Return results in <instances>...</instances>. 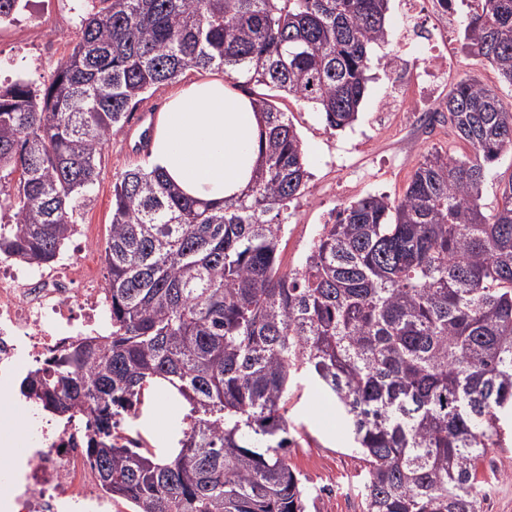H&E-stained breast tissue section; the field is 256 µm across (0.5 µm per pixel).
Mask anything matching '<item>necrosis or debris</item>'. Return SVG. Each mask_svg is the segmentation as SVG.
Masks as SVG:
<instances>
[{
  "instance_id": "obj_1",
  "label": "necrosis or debris",
  "mask_w": 512,
  "mask_h": 512,
  "mask_svg": "<svg viewBox=\"0 0 512 512\" xmlns=\"http://www.w3.org/2000/svg\"><path fill=\"white\" fill-rule=\"evenodd\" d=\"M108 293L94 240L76 224L56 258L33 265L0 256V375L43 365L71 343L107 335ZM89 412L29 431L0 487V512H112L87 452Z\"/></svg>"
}]
</instances>
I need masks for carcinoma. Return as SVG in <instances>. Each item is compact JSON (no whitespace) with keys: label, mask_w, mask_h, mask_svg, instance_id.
<instances>
[{"label":"carcinoma","mask_w":512,"mask_h":512,"mask_svg":"<svg viewBox=\"0 0 512 512\" xmlns=\"http://www.w3.org/2000/svg\"><path fill=\"white\" fill-rule=\"evenodd\" d=\"M22 2L0 0V25ZM388 2L86 0L71 53L0 86V185L16 216L0 254L52 261L106 143L187 70L350 125ZM463 40L512 86V0H479ZM252 102L262 162L246 194L192 198L159 166L115 182L112 331L49 357L20 392L50 415L94 414L89 458L131 512H306L283 414L304 379L336 398L366 464L364 512H481L478 474L512 419V176L482 204L490 164L512 151V103L463 77L443 111L470 152L427 151L400 197L341 207L288 270L285 213L309 173L287 113L268 94ZM159 384L188 406L163 456L115 435Z\"/></svg>","instance_id":"carcinoma-1"}]
</instances>
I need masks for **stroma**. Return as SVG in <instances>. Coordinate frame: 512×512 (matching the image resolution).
<instances>
[{
  "label": "stroma",
  "mask_w": 512,
  "mask_h": 512,
  "mask_svg": "<svg viewBox=\"0 0 512 512\" xmlns=\"http://www.w3.org/2000/svg\"><path fill=\"white\" fill-rule=\"evenodd\" d=\"M419 2L427 37L418 42L402 36L406 0H390V36L370 51L365 99L351 127L326 130L311 105L277 98V106L287 112L301 137L311 174L308 192L288 205L284 267L298 265L333 209L370 194L402 195L422 155L431 148L465 153L451 126L438 115L461 77L476 76L512 102V87L500 84L491 65L463 46L461 22L474 0H455L450 13L439 8L437 0ZM77 24L73 0H28L19 20L0 28V81L48 73L71 52ZM436 55L444 62L440 76L429 91H421L415 78L431 69ZM418 95L433 103V111H401V102ZM135 139L126 130L112 136L91 201L78 218L79 223L91 225L98 245H105L110 233L113 183L126 170L154 165L150 151H133ZM187 411L183 403L155 392L142 415L123 418L121 426L131 434L142 432L163 451L178 437L179 422ZM287 417L299 440L288 456L305 484L308 512H363L364 465L335 400L315 383L301 381L288 401ZM480 477L483 512H512V447L497 449L482 466Z\"/></svg>",
  "instance_id": "35a3bbf8"
}]
</instances>
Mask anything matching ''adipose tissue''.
Segmentation results:
<instances>
[{"instance_id": "obj_1", "label": "adipose tissue", "mask_w": 512, "mask_h": 512, "mask_svg": "<svg viewBox=\"0 0 512 512\" xmlns=\"http://www.w3.org/2000/svg\"><path fill=\"white\" fill-rule=\"evenodd\" d=\"M260 117L249 98L222 79L179 88L159 114L152 155L183 193L220 203L240 196L261 155Z\"/></svg>"}]
</instances>
